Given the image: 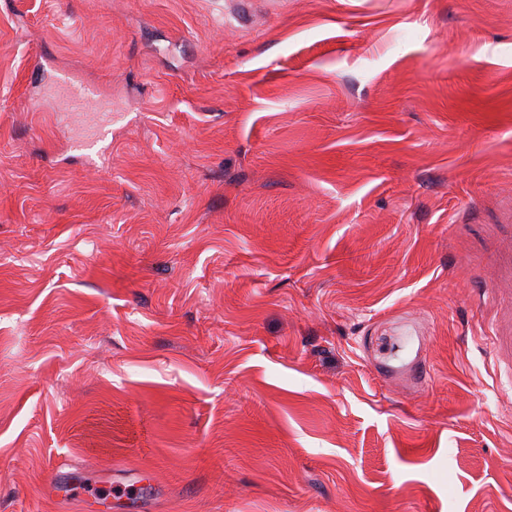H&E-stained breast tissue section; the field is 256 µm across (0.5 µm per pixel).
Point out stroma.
I'll return each instance as SVG.
<instances>
[{
	"label": "stroma",
	"instance_id": "1",
	"mask_svg": "<svg viewBox=\"0 0 512 512\" xmlns=\"http://www.w3.org/2000/svg\"><path fill=\"white\" fill-rule=\"evenodd\" d=\"M0 512H512V0H0Z\"/></svg>",
	"mask_w": 512,
	"mask_h": 512
}]
</instances>
